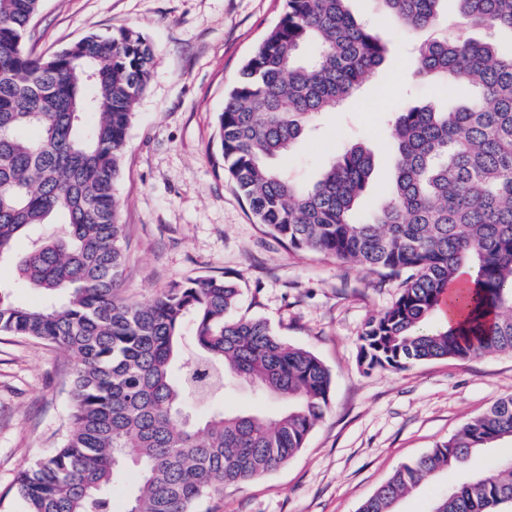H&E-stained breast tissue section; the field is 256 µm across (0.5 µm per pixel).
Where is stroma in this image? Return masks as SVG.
<instances>
[{"instance_id": "35a3bbf8", "label": "stroma", "mask_w": 512, "mask_h": 512, "mask_svg": "<svg viewBox=\"0 0 512 512\" xmlns=\"http://www.w3.org/2000/svg\"><path fill=\"white\" fill-rule=\"evenodd\" d=\"M359 19L388 42L384 64L335 111L319 114L286 159L303 184L356 141L374 155L358 209L368 215L392 180L389 113L421 102L445 112L469 104L472 87L420 76L412 49L426 30L403 27L374 0H350ZM283 0H43L28 46L37 54L91 33L129 29L154 51L146 92L135 106L117 184L118 220L129 260L124 296L143 304L173 283L224 277L240 291L230 316L266 319L280 338L314 353L331 375L327 413L286 465L205 497L198 512H357L401 465L454 435L496 400L512 395V355L438 359L402 371H364L359 336L402 291L397 279L357 264L289 249L257 224L224 174L218 115L244 63L279 21ZM74 363L46 342L0 335V512H21L15 477L60 445L71 420ZM239 383L212 410L279 411ZM512 456V442L471 457L405 496L398 512H427L431 499Z\"/></svg>"}]
</instances>
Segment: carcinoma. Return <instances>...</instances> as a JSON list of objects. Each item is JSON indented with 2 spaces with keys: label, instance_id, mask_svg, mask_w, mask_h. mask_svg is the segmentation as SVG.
<instances>
[{
  "label": "carcinoma",
  "instance_id": "obj_1",
  "mask_svg": "<svg viewBox=\"0 0 512 512\" xmlns=\"http://www.w3.org/2000/svg\"><path fill=\"white\" fill-rule=\"evenodd\" d=\"M349 0H285L279 22L245 64L219 115L224 171L257 222L292 249L329 254L404 277L403 290L359 338V363L402 370L426 360L512 353V50L493 38L448 36L444 0H376L432 36L417 70L477 89L470 105L424 103L388 119L395 176L363 222L372 151L356 143L309 187L270 161L290 155L312 120L336 110L379 68L388 45ZM469 25L512 31V0H458ZM41 0H0V260L15 238L61 218L15 262L18 283L47 298L35 308L0 292V335L72 355L73 425L61 447L21 468L23 512H109L106 489L138 467L126 512H197L226 484L287 463L324 418L331 375L267 321L230 319L236 284L175 283L146 305L121 297L126 261L117 184L153 50L132 30L91 34L49 55L27 47ZM475 276L464 318L432 320L462 268ZM195 353L185 356L184 331ZM244 382L283 403L269 415L184 412L190 396ZM512 439V395L398 468L359 512H394L432 476ZM512 502V457L434 498L429 512H495Z\"/></svg>",
  "mask_w": 512,
  "mask_h": 512
}]
</instances>
